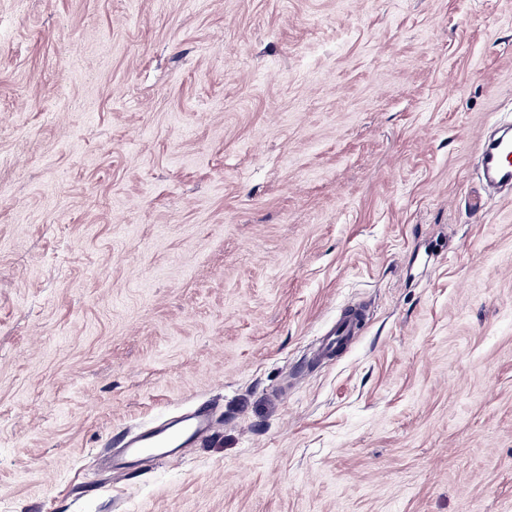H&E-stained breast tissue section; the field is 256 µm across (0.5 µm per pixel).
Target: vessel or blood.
Instances as JSON below:
<instances>
[{
    "instance_id": "b4317fda",
    "label": "vessel or blood",
    "mask_w": 512,
    "mask_h": 512,
    "mask_svg": "<svg viewBox=\"0 0 512 512\" xmlns=\"http://www.w3.org/2000/svg\"><path fill=\"white\" fill-rule=\"evenodd\" d=\"M479 167L486 183L493 188H512V132L498 137H481ZM364 314L352 309L340 316L327 341L315 351L316 359L328 357L334 350L346 346L362 328ZM214 419L207 407L178 415L171 421L139 429L121 439L119 446L129 458L162 457L174 460L179 447L209 434Z\"/></svg>"
}]
</instances>
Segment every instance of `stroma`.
<instances>
[{"label":"stroma","mask_w":512,"mask_h":512,"mask_svg":"<svg viewBox=\"0 0 512 512\" xmlns=\"http://www.w3.org/2000/svg\"><path fill=\"white\" fill-rule=\"evenodd\" d=\"M510 121L512 0H0V512H512ZM479 167L490 187L511 190L512 132L498 137H481ZM364 313L358 309H351L340 316L334 324L330 337L315 351L317 360L328 357L334 350L346 347L352 336H357L362 329ZM213 427L214 419L210 410L198 406L165 424L144 427L125 436L117 448H123L124 455L129 458L156 456L171 461L178 458L177 448L203 438Z\"/></svg>","instance_id":"35a3bbf8"}]
</instances>
